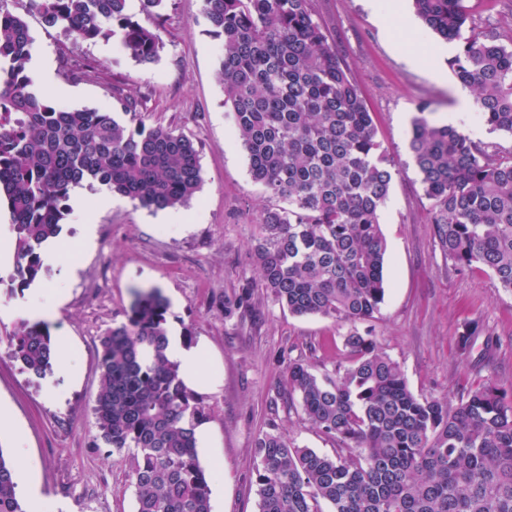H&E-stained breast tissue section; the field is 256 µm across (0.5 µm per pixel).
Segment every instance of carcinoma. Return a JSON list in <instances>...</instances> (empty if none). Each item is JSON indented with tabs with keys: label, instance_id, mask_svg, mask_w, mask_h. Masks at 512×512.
<instances>
[{
	"label": "carcinoma",
	"instance_id": "cac0c4a2",
	"mask_svg": "<svg viewBox=\"0 0 512 512\" xmlns=\"http://www.w3.org/2000/svg\"><path fill=\"white\" fill-rule=\"evenodd\" d=\"M170 0H139L160 20ZM44 26L75 42L120 34L128 55L154 62L157 30L127 0H26ZM416 15L444 40L461 41L448 61L473 92L478 120L512 134V50L492 32L462 36L465 0H413ZM210 34L221 40L224 103L251 178L277 200L261 211L255 255L265 294L294 315L352 325L385 301L387 243L380 212L391 160L372 113L324 31L312 0H203ZM33 37L0 0V207L16 237L9 276L21 288L42 272V246L59 236L74 188L97 182L141 207L186 205L203 183L194 140L146 125L128 97L112 107L62 109L32 88ZM410 149L422 176L438 246L461 270L479 266L512 290V155L490 153L421 104ZM169 303L139 291L126 321L100 339L93 445L130 455L135 512H211L195 426L203 402L169 360ZM351 364L336 377L288 361L283 391L336 455L261 434L255 443L258 512H512V394L471 387L450 408L415 394L398 362L370 330L344 337ZM12 357L30 377L53 361L48 327L24 322ZM12 465L0 451V512H26Z\"/></svg>",
	"mask_w": 512,
	"mask_h": 512
}]
</instances>
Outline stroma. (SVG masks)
I'll return each mask as SVG.
<instances>
[{
  "label": "stroma",
  "instance_id": "1",
  "mask_svg": "<svg viewBox=\"0 0 512 512\" xmlns=\"http://www.w3.org/2000/svg\"><path fill=\"white\" fill-rule=\"evenodd\" d=\"M467 31L497 32L512 49V0H465ZM314 9L342 49L344 62L374 115L377 137L393 159L389 197L381 210L387 241L386 298L371 326L382 352L399 363L411 389L456 406L471 385L492 382L512 390V292L484 269L458 270L438 247L421 175L410 150L419 103L435 120L457 117L474 142L501 155L512 136L490 130L473 112L459 113L460 87L448 60L428 54L436 35L422 24L389 29L377 18L391 7L378 0H313ZM25 19L33 48L49 57L66 108L111 105L114 90L135 99L147 124L190 135L200 151L203 184L184 206L190 226L179 231L150 220L131 201L96 213L95 245L83 249L80 231L64 220L60 262L45 268L39 287L60 292L63 303L46 319L50 334L65 331L74 344V374L51 370L42 379L22 371L11 356L17 324L0 319V405L19 425L34 476L60 512H135L131 460L92 445L93 405L99 386L103 333L124 321L137 291L159 289L170 304L168 327L189 343L207 342L221 366L218 393L203 395L214 428L212 455L224 474L211 488L212 512H257L252 474L254 446L265 432L335 454L337 444L318 432L299 408L281 397L288 361L317 375L349 365L343 338L349 324L294 316L258 286L256 224L266 204L236 136L233 114L218 79L220 42L210 36L202 0H172L159 31L163 47L148 65L135 62L120 36L75 42L44 27L36 13ZM418 64H410V54ZM94 66V78L71 75L65 62ZM440 79H433V72ZM247 305H240L241 297ZM477 331L460 351L465 324ZM57 387L48 398L47 386Z\"/></svg>",
  "mask_w": 512,
  "mask_h": 512
}]
</instances>
